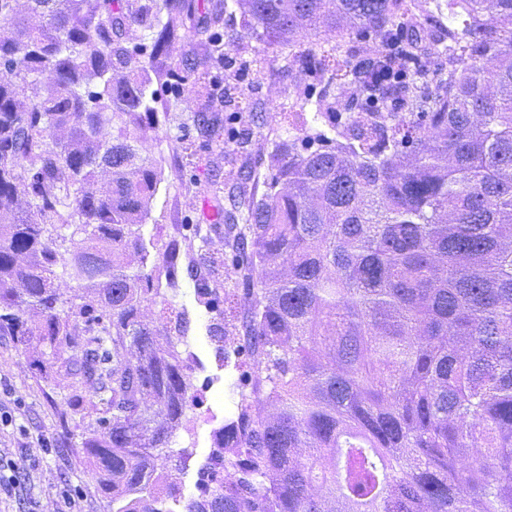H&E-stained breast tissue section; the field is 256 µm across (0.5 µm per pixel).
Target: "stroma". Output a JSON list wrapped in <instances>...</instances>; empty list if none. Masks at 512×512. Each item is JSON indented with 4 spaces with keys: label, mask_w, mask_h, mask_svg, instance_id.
<instances>
[{
    "label": "stroma",
    "mask_w": 512,
    "mask_h": 512,
    "mask_svg": "<svg viewBox=\"0 0 512 512\" xmlns=\"http://www.w3.org/2000/svg\"><path fill=\"white\" fill-rule=\"evenodd\" d=\"M216 0H195L193 25L183 31L172 53L150 63L153 86L158 89L156 109L162 117L150 130L145 155L154 159L164 179L153 200L142 232L149 244L148 268L164 273L169 257H176L177 278L166 285L184 313L186 340L180 350L190 367L196 405L173 431L168 448L158 456V473H169L180 449H192L180 473L185 493H193V473L215 442L218 428L233 396L224 361L215 354L213 335L221 318L218 311L199 303L201 285L222 287L205 262L209 251L224 246V201L239 192L228 180L224 152L216 146L199 150L193 167L183 165L177 135L182 124L198 114L223 115L221 99L173 98L164 86L182 58L207 61L211 49L200 30ZM224 40L238 67L243 85L259 83L251 101L260 112L253 123V144L270 147L283 135L281 112L288 97L282 92L293 80L287 49H276L263 73H255L254 40L246 37L241 17L228 19ZM96 397L90 386H75L62 363L48 349H19L11 337L0 336V512H107L98 480L82 451V442L95 425Z\"/></svg>",
    "instance_id": "obj_1"
}]
</instances>
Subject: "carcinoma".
Here are the masks:
<instances>
[{"label": "carcinoma", "mask_w": 512, "mask_h": 512, "mask_svg": "<svg viewBox=\"0 0 512 512\" xmlns=\"http://www.w3.org/2000/svg\"><path fill=\"white\" fill-rule=\"evenodd\" d=\"M429 4L432 80L415 0H224L204 28L213 68L169 74L174 97L221 90L230 111L197 126L242 148L229 10L310 80L207 259L242 278L246 336L230 352L217 337L238 372L224 455L184 497L156 473L193 396L183 312L145 271L162 172L142 146L149 62L191 6L0 0V335L48 347L100 397L83 448L111 512H512V0Z\"/></svg>", "instance_id": "obj_1"}]
</instances>
